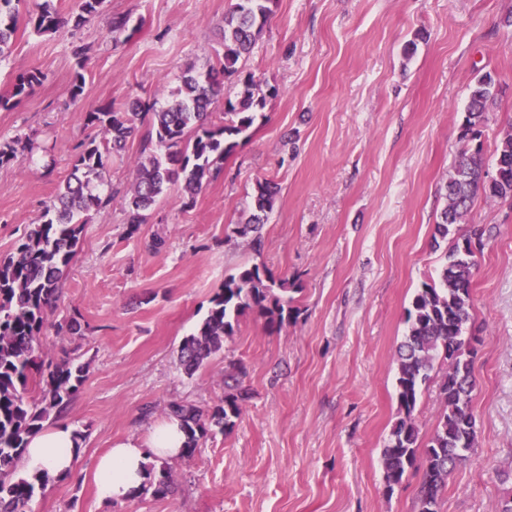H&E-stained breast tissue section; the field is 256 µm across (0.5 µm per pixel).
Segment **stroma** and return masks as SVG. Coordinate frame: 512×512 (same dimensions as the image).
Instances as JSON below:
<instances>
[{"label": "stroma", "mask_w": 512, "mask_h": 512, "mask_svg": "<svg viewBox=\"0 0 512 512\" xmlns=\"http://www.w3.org/2000/svg\"><path fill=\"white\" fill-rule=\"evenodd\" d=\"M232 0H105L80 29L19 26L0 60V95L29 68L45 79L0 109V142L30 139L0 166V257L37 223L69 176L87 112L109 102L165 101L184 71L223 54ZM125 32L110 33L113 16ZM86 84L67 88L74 47ZM243 73L277 94L190 209L177 191L130 232L123 211L130 162L110 157V205L91 212L41 350L87 366L65 418L83 435L77 470L37 493L31 512H418L420 472L386 493L382 450L397 418L396 349L417 288L438 279L451 239L435 240L443 187L461 143L474 79L500 95L484 128L493 157L512 126V0H276ZM279 186L252 250L234 233L256 181ZM484 230L473 277L472 407L478 446L448 477L439 512H490L512 490V204L476 198L457 226ZM260 264L288 279L297 314L281 331L241 318L224 349L194 374L178 348L206 316L225 274ZM74 317L79 334H57ZM250 393L231 432L175 458L174 492L105 505L93 466L115 441L145 439L170 403L208 411L225 376ZM436 361L414 412L420 444L440 413Z\"/></svg>", "instance_id": "obj_1"}]
</instances>
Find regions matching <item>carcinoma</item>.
I'll list each match as a JSON object with an SVG mask.
<instances>
[{
	"label": "carcinoma",
	"instance_id": "cac0c4a2",
	"mask_svg": "<svg viewBox=\"0 0 512 512\" xmlns=\"http://www.w3.org/2000/svg\"><path fill=\"white\" fill-rule=\"evenodd\" d=\"M21 0H0V60L4 59L17 29ZM104 0H78L74 26L79 27L99 13ZM274 0H235L224 15V54L219 66L188 71L181 84L162 106L156 101H134L130 108L111 102L87 113L88 123L99 128L100 140L78 146L75 164L63 189L45 204L40 222L31 224L14 251L0 257V512H30L29 505L44 485L19 473L27 440L41 422L66 410L85 380L86 365L71 360L54 362L42 358L40 335L48 312L57 301L64 274L74 258L88 214L112 200L104 194L101 173L110 154L125 151L127 143L141 137V151L132 171L125 212L130 231L147 222L148 211L176 186L182 206L192 207L204 184L224 171V160L248 135L257 114L276 89L262 88L261 80L248 76L239 98L224 100L221 126L210 122L224 80L238 73L240 59L248 54L273 13ZM69 19L53 0H32L27 24L38 34L55 33ZM77 71L70 95L83 93V49L73 50ZM43 81V74L29 69L15 78L11 93L0 96V108L11 109ZM498 96L489 74L470 87L460 139L462 146L446 183L447 204L435 225L442 238L467 213L477 196L512 201V128L505 131L496 149L494 166L484 155L483 127ZM497 175L489 180V171ZM279 194L268 179L256 181L250 214L233 233L250 238L259 251L261 236L252 237L268 220ZM483 251V232L474 228L455 239L439 280L417 289L407 310L408 328L397 350L396 398L398 418L382 451L386 492L399 485L407 469L422 471L419 512H439V500L448 485V474L476 446L477 430L472 410L475 377L473 350L465 336L472 319V278L477 254ZM288 281L277 279L263 265H243L224 277L222 288L210 300L206 317L196 331L182 340L179 362L186 374L198 370L221 351L224 337L235 334L240 317L255 313L268 329L280 330L292 316L288 305ZM448 368L439 385L442 409L435 431L420 447L414 411L422 385L431 379L437 358ZM39 393L27 395L31 382ZM249 395L238 385L229 386L224 401L204 412L192 405L174 402L169 415L178 418L186 435L183 457L194 456L200 441L218 430H231ZM170 467L150 466L149 477L136 496L165 499L173 493Z\"/></svg>",
	"mask_w": 512,
	"mask_h": 512
}]
</instances>
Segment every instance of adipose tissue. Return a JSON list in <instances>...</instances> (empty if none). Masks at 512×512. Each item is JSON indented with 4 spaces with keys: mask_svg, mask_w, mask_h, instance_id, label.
<instances>
[{
    "mask_svg": "<svg viewBox=\"0 0 512 512\" xmlns=\"http://www.w3.org/2000/svg\"><path fill=\"white\" fill-rule=\"evenodd\" d=\"M186 440L177 419L154 426L147 441L132 438L115 442L97 461L95 483L100 502L112 504L130 498L149 476L151 464L179 456ZM75 428L59 422L28 440L23 456L25 473L35 480L53 481L73 474L78 460Z\"/></svg>",
    "mask_w": 512,
    "mask_h": 512,
    "instance_id": "1",
    "label": "adipose tissue"
}]
</instances>
